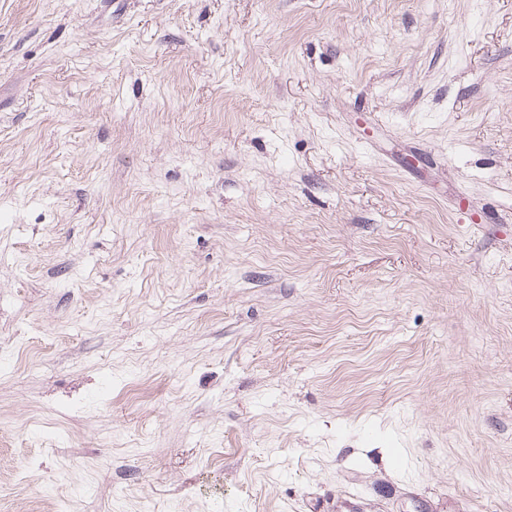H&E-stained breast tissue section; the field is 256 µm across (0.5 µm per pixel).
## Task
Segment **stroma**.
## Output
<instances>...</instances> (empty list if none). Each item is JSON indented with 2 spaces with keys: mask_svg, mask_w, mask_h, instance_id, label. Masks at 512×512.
Instances as JSON below:
<instances>
[{
  "mask_svg": "<svg viewBox=\"0 0 512 512\" xmlns=\"http://www.w3.org/2000/svg\"><path fill=\"white\" fill-rule=\"evenodd\" d=\"M0 512H512V0H0Z\"/></svg>",
  "mask_w": 512,
  "mask_h": 512,
  "instance_id": "stroma-1",
  "label": "stroma"
}]
</instances>
